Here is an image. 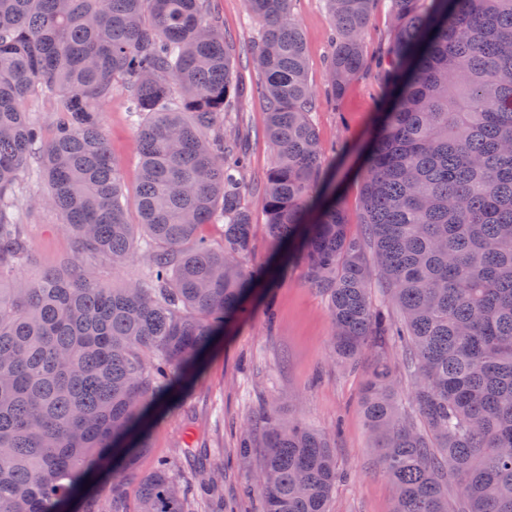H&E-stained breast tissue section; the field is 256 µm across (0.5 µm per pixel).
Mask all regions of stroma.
Masks as SVG:
<instances>
[{"label":"stroma","instance_id":"35a3bbf8","mask_svg":"<svg viewBox=\"0 0 512 512\" xmlns=\"http://www.w3.org/2000/svg\"><path fill=\"white\" fill-rule=\"evenodd\" d=\"M208 5L235 50V75L245 89L237 121L244 135L247 202L255 224L246 262L265 266L274 259V244L265 231L260 194L274 152L264 133L265 102L254 91L260 76L246 61L257 27L248 17L244 0H209ZM289 8L306 42L308 80L318 98L314 120L319 142L327 151L325 165L336 175L348 217L347 232L361 238L366 227L360 168L384 90L381 52L391 34L389 12L386 5H377L363 33L367 66L342 97L333 99L327 80L332 52L327 4L325 0H290ZM128 109V93L120 88L113 91L102 112L112 160L132 200L139 185V166L136 128ZM46 191L44 182L27 173L15 195L14 212L35 255L32 263L16 270L27 279L59 267L74 254L75 240L62 229L55 212L35 203ZM332 333L325 295L308 283L304 263L291 261L270 287L259 290L249 314L215 337L199 371L153 419L150 447L139 461L140 474L151 473L161 460H173L177 485L193 488L190 512H212L210 498L200 486V471L189 458L190 452L202 449L208 464L223 469L217 494L223 497L226 512H264L261 493L249 485L256 459L241 454L239 442L248 434L245 424L276 405L284 418L300 421L335 441L336 460L344 476L328 512H395V491L361 407L367 372L377 353L366 351L355 366L336 361ZM248 435L256 441L261 438L257 429Z\"/></svg>","mask_w":512,"mask_h":512}]
</instances>
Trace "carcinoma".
I'll list each match as a JSON object with an SVG mask.
<instances>
[{
	"label": "carcinoma",
	"instance_id": "1",
	"mask_svg": "<svg viewBox=\"0 0 512 512\" xmlns=\"http://www.w3.org/2000/svg\"><path fill=\"white\" fill-rule=\"evenodd\" d=\"M245 2L274 150L261 204L287 249L266 267L243 264L254 223L228 116L243 89L207 0H0V512H189L168 463L137 476L150 411L294 257L326 295L341 361L409 340L427 430L401 411L384 361L362 402L396 512H512V0H390L363 224L401 330L372 306L364 241L325 194L333 173L290 0ZM378 2L327 0L337 97L365 65ZM118 87L138 129V224L102 128ZM36 92L57 106L43 150L22 108ZM33 161L76 255L28 281L14 269L34 253L10 209ZM220 223V247L197 236ZM139 245L144 281L111 288L85 262L124 263ZM260 423L265 512H328L342 477L331 438L275 408Z\"/></svg>",
	"mask_w": 512,
	"mask_h": 512
}]
</instances>
